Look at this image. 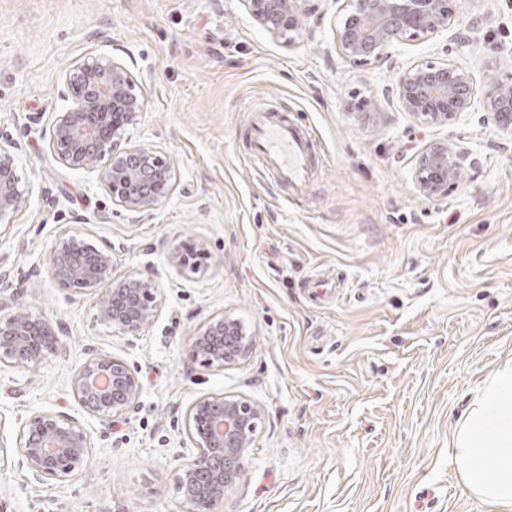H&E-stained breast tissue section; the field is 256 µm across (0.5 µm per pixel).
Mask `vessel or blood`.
Instances as JSON below:
<instances>
[{"instance_id":"obj_1","label":"vessel or blood","mask_w":512,"mask_h":512,"mask_svg":"<svg viewBox=\"0 0 512 512\" xmlns=\"http://www.w3.org/2000/svg\"><path fill=\"white\" fill-rule=\"evenodd\" d=\"M252 136L244 157L256 162L259 174H275L287 183L295 200H302L314 172L313 139L273 110H253L248 115Z\"/></svg>"}]
</instances>
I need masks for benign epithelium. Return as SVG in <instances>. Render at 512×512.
Wrapping results in <instances>:
<instances>
[{
    "label": "benign epithelium",
    "instance_id": "benign-epithelium-1",
    "mask_svg": "<svg viewBox=\"0 0 512 512\" xmlns=\"http://www.w3.org/2000/svg\"><path fill=\"white\" fill-rule=\"evenodd\" d=\"M312 0H240L245 12L267 33H301ZM349 4L337 32L341 59L350 65L383 61L407 37L439 34L452 25L456 0H345ZM77 106L55 116L51 147L71 169L99 170L112 203L127 212L153 209L173 189L171 169L158 151L125 136L143 109L136 83L119 62L106 58L76 66ZM401 111L427 126H455L481 113L500 131L512 132V76L495 79L480 91L471 74L456 65H416L392 89ZM476 159L457 143L435 141L422 149L414 168L417 192L440 199L458 187ZM28 188L15 157L0 147V224H12L26 206ZM46 272L62 288L94 298L98 318L115 336H138L158 317L161 301L155 279L141 273L113 276L112 249L82 239L59 243L47 256ZM251 334L228 315L215 316L193 337L194 356L207 366L238 363ZM56 351L50 324L18 312L0 320V365L35 366ZM84 411L105 424L126 413L138 399L141 382L121 358L95 353L70 382ZM263 407L242 396L207 395L188 411L195 453L177 475L189 512H219L236 485L263 420ZM17 452L33 479L66 480L87 462L92 447L79 422L62 412L38 414L21 425Z\"/></svg>",
    "mask_w": 512,
    "mask_h": 512
}]
</instances>
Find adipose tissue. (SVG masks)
Masks as SVG:
<instances>
[{"label":"adipose tissue","mask_w":512,"mask_h":512,"mask_svg":"<svg viewBox=\"0 0 512 512\" xmlns=\"http://www.w3.org/2000/svg\"><path fill=\"white\" fill-rule=\"evenodd\" d=\"M451 446L465 489L496 512H512V363L475 398Z\"/></svg>","instance_id":"ef3b65f1"}]
</instances>
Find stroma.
Instances as JSON below:
<instances>
[{"label":"stroma","instance_id":"1","mask_svg":"<svg viewBox=\"0 0 512 512\" xmlns=\"http://www.w3.org/2000/svg\"><path fill=\"white\" fill-rule=\"evenodd\" d=\"M344 13L320 0L312 36H272L239 0H0V146L30 186L0 224V320L46 319L57 352L0 368V439L64 412L92 454L70 478L0 467V512H187L179 467L186 416L208 394L264 409L222 512H490L449 460L457 424L512 361V136L479 115L425 127L387 90L414 65L452 63L476 85L512 74V0H459L448 31L404 40L384 62L347 65ZM477 43L463 45L472 21ZM122 63L143 99L132 142L173 165L174 191L149 211L113 206L95 172L50 148L56 113L75 105L68 76L93 58ZM373 102L367 113L356 111ZM271 107L311 133L317 163L302 206L288 185L243 161L247 112ZM464 136L477 159L462 186L428 200L413 183L427 143ZM111 247L113 273L159 285L161 312L138 336L100 323L91 295L40 268L59 242ZM192 248L196 271L172 252ZM252 335L243 360L202 365L190 341L212 315ZM125 359L142 391L112 425L74 399L91 352Z\"/></svg>","mask_w":512,"mask_h":512}]
</instances>
